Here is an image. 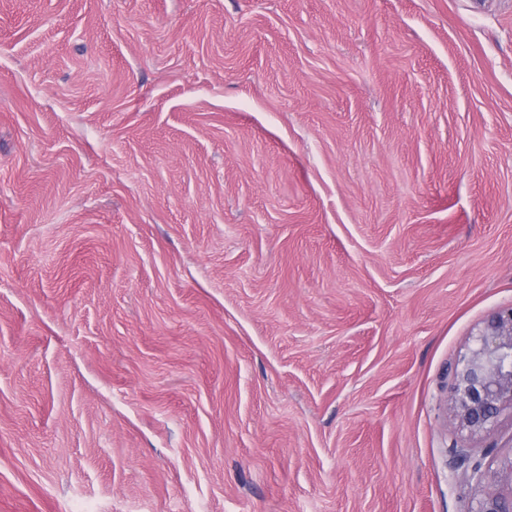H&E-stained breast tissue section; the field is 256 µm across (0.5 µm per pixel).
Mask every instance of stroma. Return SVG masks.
Segmentation results:
<instances>
[{
	"label": "stroma",
	"instance_id": "stroma-1",
	"mask_svg": "<svg viewBox=\"0 0 512 512\" xmlns=\"http://www.w3.org/2000/svg\"><path fill=\"white\" fill-rule=\"evenodd\" d=\"M512 306V0H0V512H461ZM512 412V307L487 318L452 368L446 412L471 437Z\"/></svg>",
	"mask_w": 512,
	"mask_h": 512
}]
</instances>
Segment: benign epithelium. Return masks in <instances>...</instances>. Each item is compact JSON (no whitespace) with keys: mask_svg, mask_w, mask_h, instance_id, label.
I'll use <instances>...</instances> for the list:
<instances>
[{"mask_svg":"<svg viewBox=\"0 0 512 512\" xmlns=\"http://www.w3.org/2000/svg\"><path fill=\"white\" fill-rule=\"evenodd\" d=\"M512 410V307L487 318L452 368L446 411L470 436L493 428ZM470 486L463 512H512V455L495 467L473 462L468 449L454 450Z\"/></svg>","mask_w":512,"mask_h":512,"instance_id":"obj_1","label":"benign epithelium"}]
</instances>
